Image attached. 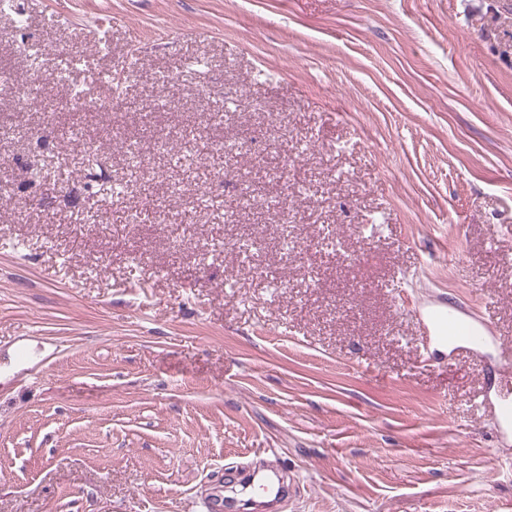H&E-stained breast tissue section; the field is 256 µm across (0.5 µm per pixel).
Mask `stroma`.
I'll list each match as a JSON object with an SVG mask.
<instances>
[{
	"instance_id": "35a3bbf8",
	"label": "stroma",
	"mask_w": 512,
	"mask_h": 512,
	"mask_svg": "<svg viewBox=\"0 0 512 512\" xmlns=\"http://www.w3.org/2000/svg\"><path fill=\"white\" fill-rule=\"evenodd\" d=\"M503 348L512 0H0V512H512ZM430 320L434 338L447 341L451 352L468 346L480 349L486 345L497 344L490 322L464 304L434 308L431 310ZM497 345L501 346L500 343Z\"/></svg>"
}]
</instances>
